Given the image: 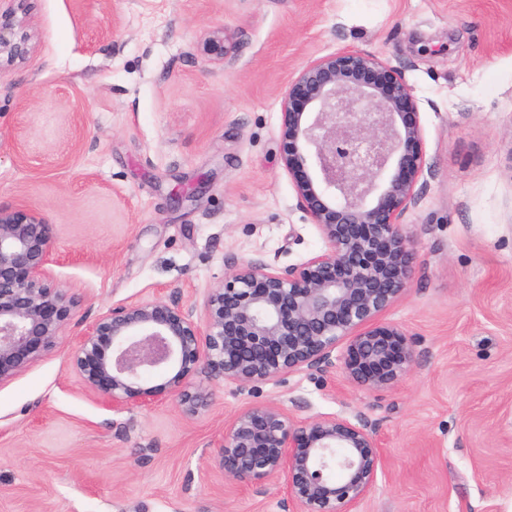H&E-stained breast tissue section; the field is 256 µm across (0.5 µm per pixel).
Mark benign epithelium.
<instances>
[{
	"instance_id": "obj_1",
	"label": "benign epithelium",
	"mask_w": 512,
	"mask_h": 512,
	"mask_svg": "<svg viewBox=\"0 0 512 512\" xmlns=\"http://www.w3.org/2000/svg\"><path fill=\"white\" fill-rule=\"evenodd\" d=\"M222 26L202 44L209 62L228 56ZM36 34L23 0H0V67L26 62ZM280 158L298 204L327 249L283 270L235 262L208 291L204 314L172 299L114 307L69 349L84 386L121 407L162 392L195 415L207 393L192 378L240 386L318 368L348 340L344 370L384 390L410 371L412 342L379 322L413 276L403 216L418 199L425 143L417 102L400 70L353 47L317 58L280 101ZM51 225L41 211L0 208V384L57 347L78 300L50 283ZM171 376L143 386L144 376ZM219 465L236 482L284 480L293 512H357L381 467L366 425L337 416L298 419L252 405L224 428Z\"/></svg>"
}]
</instances>
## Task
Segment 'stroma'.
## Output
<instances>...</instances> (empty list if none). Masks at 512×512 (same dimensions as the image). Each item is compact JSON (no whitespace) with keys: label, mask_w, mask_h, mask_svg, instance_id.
<instances>
[{"label":"stroma","mask_w":512,"mask_h":512,"mask_svg":"<svg viewBox=\"0 0 512 512\" xmlns=\"http://www.w3.org/2000/svg\"><path fill=\"white\" fill-rule=\"evenodd\" d=\"M37 34L0 69V208H38L50 280L79 305L57 348L0 384V512H292L282 482H228L243 409L365 424L382 465L358 512H512V0H25ZM224 25L226 63L200 44ZM344 46L400 69L425 166L403 217L414 279L381 317L410 371L367 391L330 364L240 386L198 375L115 410L67 350L113 307L202 304L234 261L326 248L280 161V99ZM191 192L176 205L175 190Z\"/></svg>","instance_id":"obj_1"}]
</instances>
